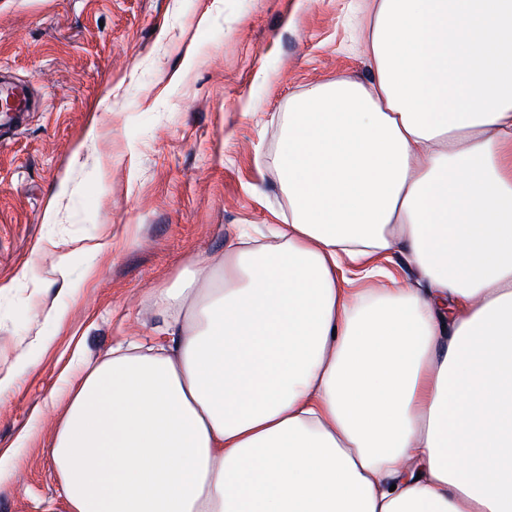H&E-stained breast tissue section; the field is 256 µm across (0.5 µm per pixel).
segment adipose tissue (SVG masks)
<instances>
[{
	"mask_svg": "<svg viewBox=\"0 0 512 512\" xmlns=\"http://www.w3.org/2000/svg\"><path fill=\"white\" fill-rule=\"evenodd\" d=\"M366 2L372 79L282 120L275 244L62 370L64 512H512V0Z\"/></svg>",
	"mask_w": 512,
	"mask_h": 512,
	"instance_id": "ef3b65f1",
	"label": "adipose tissue"
}]
</instances>
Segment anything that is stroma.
<instances>
[{
  "mask_svg": "<svg viewBox=\"0 0 512 512\" xmlns=\"http://www.w3.org/2000/svg\"><path fill=\"white\" fill-rule=\"evenodd\" d=\"M363 13L362 0H0V75L34 99L0 138V376L19 372L0 397V512H62L50 397L73 356L159 340L149 291L286 209L269 162L279 119L311 83L371 78Z\"/></svg>",
  "mask_w": 512,
  "mask_h": 512,
  "instance_id": "1",
  "label": "stroma"
}]
</instances>
